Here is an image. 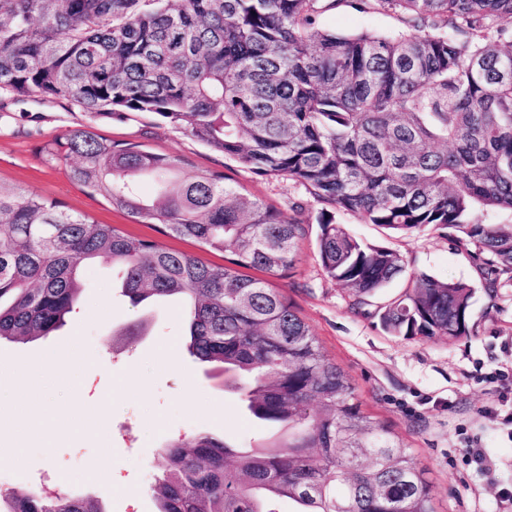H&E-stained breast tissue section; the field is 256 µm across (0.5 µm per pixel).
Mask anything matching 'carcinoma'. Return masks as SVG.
I'll return each mask as SVG.
<instances>
[{"label": "carcinoma", "instance_id": "obj_1", "mask_svg": "<svg viewBox=\"0 0 512 512\" xmlns=\"http://www.w3.org/2000/svg\"><path fill=\"white\" fill-rule=\"evenodd\" d=\"M349 0H0V111L37 95L93 117L151 112L324 206L323 272L369 302L406 274L395 252L327 217L359 215L397 233L442 230L490 291L512 281V0H356L393 15L391 35H338L322 15ZM74 159L68 177L164 233L235 256L209 265L0 182V340L58 329L84 266L121 273L136 307L174 299L187 350L213 365L256 422L248 448L204 434L163 447L157 512H434L403 441L356 399L349 375L292 303L253 269H292L304 227L292 215L177 157L77 129L42 146ZM157 181L149 202L139 190ZM379 309L394 336L471 335L476 289L412 272ZM6 512H104L72 492L29 489Z\"/></svg>", "mask_w": 512, "mask_h": 512}]
</instances>
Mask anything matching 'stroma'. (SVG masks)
I'll use <instances>...</instances> for the list:
<instances>
[{"label": "stroma", "instance_id": "35a3bbf8", "mask_svg": "<svg viewBox=\"0 0 512 512\" xmlns=\"http://www.w3.org/2000/svg\"><path fill=\"white\" fill-rule=\"evenodd\" d=\"M323 24L344 34H387L397 27L391 16L350 5L328 12ZM74 129L178 157L188 170L224 174L243 193L295 213L306 229L297 262L270 283L348 373L362 410L410 448L432 486L435 512H512L499 497L512 488V432L498 420L512 411V283L491 293L478 288L471 336L451 342L390 335L377 308L408 288L407 277L395 279L371 305L354 307L348 290L322 270L316 247L321 206L303 186L256 175L152 113L94 118L35 95L9 105L0 114V182L206 264H230L231 254L166 236L161 225L141 222L113 209L103 195L72 184L66 165L46 161L40 149ZM333 220L359 241L396 252L408 270L478 287L468 255L437 232L393 234L349 212L334 213ZM82 279L80 306L89 310L88 318L74 313L50 335L0 342V490L11 487L12 456L51 485L78 459L86 481L77 492L98 499L105 512H157L143 475L156 473L169 438L203 433L243 447L267 430L248 417L210 365L184 350L187 323L178 306H131L119 297L105 263ZM135 323L138 335H127ZM17 364L43 375L39 403L22 432L11 428L18 420L10 399L17 388L7 369Z\"/></svg>", "mask_w": 512, "mask_h": 512}]
</instances>
